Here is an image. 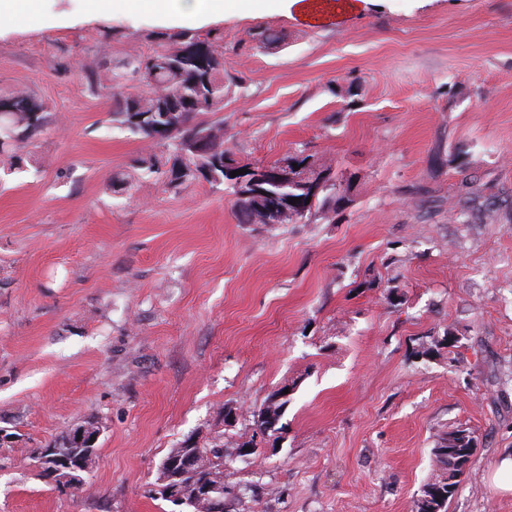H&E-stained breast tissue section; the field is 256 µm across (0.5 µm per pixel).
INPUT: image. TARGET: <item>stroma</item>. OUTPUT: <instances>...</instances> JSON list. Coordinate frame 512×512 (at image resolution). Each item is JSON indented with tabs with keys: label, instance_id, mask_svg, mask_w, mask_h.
Here are the masks:
<instances>
[{
	"label": "stroma",
	"instance_id": "35a3bbf8",
	"mask_svg": "<svg viewBox=\"0 0 512 512\" xmlns=\"http://www.w3.org/2000/svg\"><path fill=\"white\" fill-rule=\"evenodd\" d=\"M43 4L0 24V98L45 117L20 166L0 154V512H172L159 466L187 443L223 449L224 512H416L457 428L445 512H512L489 481L512 453V0ZM178 36L223 59L202 120L235 165L330 164L307 218L244 224L227 185L135 168L167 147L97 77ZM82 421L96 463L57 481L39 453ZM89 4L86 17L109 15L135 8L163 14L167 11V0H86ZM288 0H195V17H207L224 14L225 9H231L239 14L248 15L257 10L267 8L271 2ZM441 441L438 447L434 448L433 453L437 461L445 466H448V478L443 480L428 483L423 490L422 499L419 501V511L417 512H439L444 500L438 499L439 505H431L433 500L428 499L431 491L443 490L447 493V500L454 494L458 482L456 479L463 474L461 459L471 462L473 454L474 440L471 432L467 429H457L456 431L448 432L446 436L440 438ZM467 440V441H465ZM461 442V443H460ZM473 445L471 446V444ZM459 458V462L453 463V460ZM468 464V466H469Z\"/></svg>",
	"mask_w": 512,
	"mask_h": 512
}]
</instances>
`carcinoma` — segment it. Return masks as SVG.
<instances>
[{
    "instance_id": "1",
    "label": "carcinoma",
    "mask_w": 512,
    "mask_h": 512,
    "mask_svg": "<svg viewBox=\"0 0 512 512\" xmlns=\"http://www.w3.org/2000/svg\"><path fill=\"white\" fill-rule=\"evenodd\" d=\"M177 42L173 41L154 54L146 57L135 56L131 65L133 73L142 86L136 96L115 92L123 75L113 73L98 78L106 95L112 97L114 120L134 134L154 138V127L167 125L169 135L176 139L177 155L170 168H165L160 158L153 154L139 160V167L150 174H156L170 187L177 186L176 171L190 179L195 172L223 159L224 128L219 124L195 121L206 112H217L224 106V63L221 56L207 61V69L198 67L194 57L183 62L180 69L168 65L167 52ZM0 105L12 109L9 113L5 138L10 140V158L22 161L18 151L26 148L27 141L41 131L44 123L42 106L24 94L0 98ZM208 138L210 156L200 155L193 150V143L200 137ZM237 206L243 223L267 224L269 220L260 202L253 199H239ZM474 443L471 432L466 429L452 431L441 438L433 449L437 461L448 467V477L431 482L423 490L419 501V512H431L432 500L429 493L443 490L452 496L457 487V478L463 474L460 460L471 461ZM200 475L218 487H224V452L220 448L200 449Z\"/></svg>"
}]
</instances>
